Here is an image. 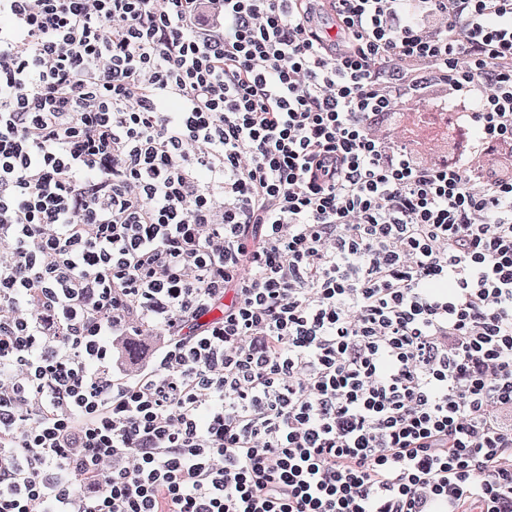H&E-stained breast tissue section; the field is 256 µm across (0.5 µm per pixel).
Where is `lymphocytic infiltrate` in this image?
<instances>
[{
	"label": "lymphocytic infiltrate",
	"mask_w": 512,
	"mask_h": 512,
	"mask_svg": "<svg viewBox=\"0 0 512 512\" xmlns=\"http://www.w3.org/2000/svg\"><path fill=\"white\" fill-rule=\"evenodd\" d=\"M0 512H512V0H0Z\"/></svg>",
	"instance_id": "obj_1"
}]
</instances>
